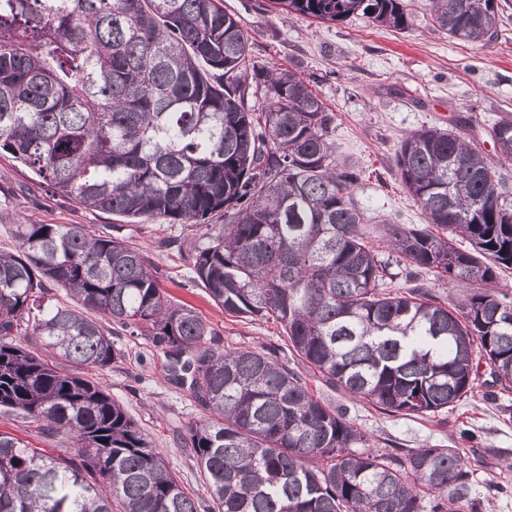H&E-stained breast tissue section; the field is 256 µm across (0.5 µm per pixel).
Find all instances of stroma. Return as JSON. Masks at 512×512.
I'll return each mask as SVG.
<instances>
[{
    "label": "stroma",
    "instance_id": "35a3bbf8",
    "mask_svg": "<svg viewBox=\"0 0 512 512\" xmlns=\"http://www.w3.org/2000/svg\"><path fill=\"white\" fill-rule=\"evenodd\" d=\"M223 3L250 32L254 60L300 71L333 110L339 155L361 169L354 195L371 219L424 221L394 165L406 133L424 126H461L489 152L493 145L484 134L487 124L512 114V5L498 16V39L481 44L449 39L420 16L407 30L396 32L355 17L334 23L285 19L271 11L269 0ZM20 224H80L140 248L172 299L194 307L215 329L213 348L252 347L293 368L311 394L345 412L367 434L373 449H457L481 512H512V468L506 465L512 458V391L493 387L488 366H479L473 393L454 409L425 417L387 414L330 387L300 363L278 322L231 316L216 305L195 280L190 258L192 244L205 241L202 229L149 219L130 223L85 208L48 191L27 169L0 154V251H18L15 230ZM112 346V366L87 370V378L100 382L161 452L183 490L199 501L201 512H211L205 476L184 446L190 426L203 418V408L171 376L170 359L145 337L116 327ZM465 429L472 438H462ZM0 432L48 455L74 445L71 435L44 431L39 423L9 412L0 411Z\"/></svg>",
    "mask_w": 512,
    "mask_h": 512
}]
</instances>
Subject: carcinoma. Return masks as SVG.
<instances>
[{"label":"carcinoma","mask_w":512,"mask_h":512,"mask_svg":"<svg viewBox=\"0 0 512 512\" xmlns=\"http://www.w3.org/2000/svg\"><path fill=\"white\" fill-rule=\"evenodd\" d=\"M285 17L361 16L403 30L404 0H270ZM433 27L498 38L495 0H425ZM220 0H0V152L55 193L128 219L224 224L193 271L224 312L273 319L296 356L382 411L424 417L473 392L484 361L512 389V200L466 136L407 134L394 162L426 223H369L336 115L302 75L250 57ZM263 96L261 111L252 99ZM512 162V116L488 129ZM0 253V409L72 434L37 453L0 433V512H199L120 405L80 370L115 360L107 321L174 361L207 418L185 447L217 512H478L454 448H368L364 431L268 353L206 346L215 330L160 288L143 253L79 224H20ZM464 240L462 249L457 241ZM462 289L450 308L402 276ZM67 290L98 320L46 302ZM31 336L47 361L17 342Z\"/></svg>","instance_id":"1"}]
</instances>
